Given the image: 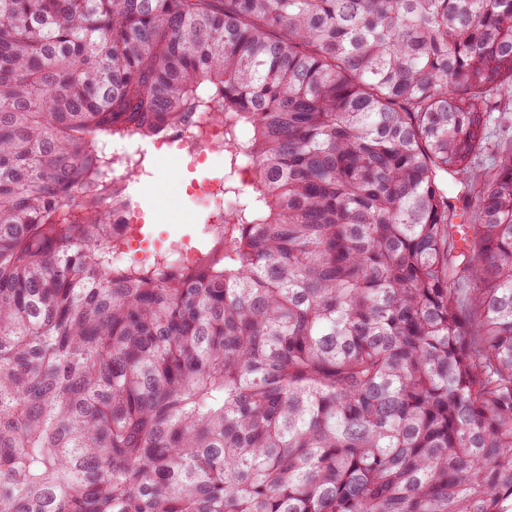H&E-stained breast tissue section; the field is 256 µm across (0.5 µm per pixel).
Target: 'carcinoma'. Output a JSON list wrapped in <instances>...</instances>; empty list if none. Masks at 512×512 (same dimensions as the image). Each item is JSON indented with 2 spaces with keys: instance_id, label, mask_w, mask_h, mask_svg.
Here are the masks:
<instances>
[{
  "instance_id": "carcinoma-1",
  "label": "carcinoma",
  "mask_w": 512,
  "mask_h": 512,
  "mask_svg": "<svg viewBox=\"0 0 512 512\" xmlns=\"http://www.w3.org/2000/svg\"><path fill=\"white\" fill-rule=\"evenodd\" d=\"M508 88L512 0H0V512H512ZM204 112L193 261L116 259ZM502 93L504 100L501 112H493L488 123V142L486 149L477 159L479 168H489L494 162L497 144L512 141V91ZM203 135L195 139L187 154L195 158L206 159L215 153H222L224 126L212 119L210 115L201 118ZM189 133L173 130L168 138L138 140L139 144L120 143L118 147L128 145L129 149H112V180L122 183L126 176L127 166L132 159L146 162V174L130 187V193L141 207L144 224V238L151 241H163L168 245L171 241L191 243L201 242L204 235V214L206 207L214 197H190L184 192L191 182L204 183L213 188L224 182V156L213 155L203 165L190 164L182 159L178 152L156 151L162 148L172 150L177 147L184 149V140ZM148 150L147 156L140 150L141 146ZM132 150V151H131Z\"/></svg>"
}]
</instances>
